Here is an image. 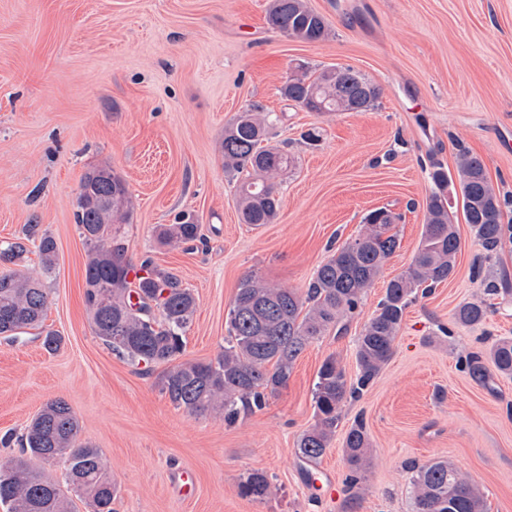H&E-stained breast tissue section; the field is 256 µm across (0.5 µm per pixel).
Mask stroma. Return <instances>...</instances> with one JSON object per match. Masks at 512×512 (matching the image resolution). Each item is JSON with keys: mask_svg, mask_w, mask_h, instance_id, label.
I'll use <instances>...</instances> for the list:
<instances>
[{"mask_svg": "<svg viewBox=\"0 0 512 512\" xmlns=\"http://www.w3.org/2000/svg\"><path fill=\"white\" fill-rule=\"evenodd\" d=\"M270 0H0V245L34 224L57 246L41 329L0 336V459L49 400L76 413L116 487L114 512H411V464L445 460L468 477L487 512H512V376L475 380L468 353L512 338V244L487 256L461 207L454 275L406 309L392 359L356 400L314 464L297 456L313 425V388L328 355L355 374L354 345L385 284L417 251L434 164L458 147L485 163L512 225V0H308L331 30L304 43L272 30ZM350 66L382 89L375 109L320 115L283 100L299 64ZM277 113L274 143L296 158L284 171L277 221L242 223L219 152L224 128L250 103ZM319 140L307 144L304 135ZM110 165L133 205L123 225L133 264L151 260L197 297L185 358L209 360L228 336L227 313L250 274L306 291L316 267L354 238L371 210L400 214V247L346 333L296 359L286 388L230 424L176 409L156 371L118 357L92 332L87 248L75 223L84 173ZM192 214L200 241L163 246L159 225ZM493 300L486 321L454 320L465 302ZM448 334H441V327ZM62 345L47 352L42 330ZM362 419L371 464L350 504L343 439ZM264 472L268 497L243 496ZM192 495L177 489L180 474ZM242 495L263 498L271 491V483L266 474L259 470L249 472L240 483Z\"/></svg>", "mask_w": 512, "mask_h": 512, "instance_id": "stroma-1", "label": "stroma"}]
</instances>
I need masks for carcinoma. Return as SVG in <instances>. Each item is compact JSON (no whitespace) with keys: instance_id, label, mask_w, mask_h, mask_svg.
I'll return each mask as SVG.
<instances>
[{"instance_id":"obj_1","label":"carcinoma","mask_w":512,"mask_h":512,"mask_svg":"<svg viewBox=\"0 0 512 512\" xmlns=\"http://www.w3.org/2000/svg\"><path fill=\"white\" fill-rule=\"evenodd\" d=\"M267 24L285 36L306 43L327 39L325 17L307 0H270ZM281 97L308 112H364L377 106L378 85L351 67L297 73L280 88ZM279 116L259 103L238 113L224 128L221 153L224 172L236 178L241 219L260 226L276 221L280 187L276 177L295 164V157L270 144ZM456 178L439 166L430 173L433 189L427 199L420 246L407 269L390 279L377 310L365 323L355 347L357 374L347 378L334 355L320 366L313 391L315 424L297 442L298 457L316 462L336 435L341 406L360 397L394 354V343L405 310L416 295L426 294L455 273L460 238L452 224L448 187L458 184L465 223L489 251L512 239V226L502 224L500 194L492 186L483 160L462 148L456 155ZM132 207L124 179L110 166L87 170L80 182L75 221L87 247L85 299L95 336L119 357L148 368L163 367L161 391L189 415L220 412L232 423L263 408L268 396L286 386L293 363L312 341L347 329L362 296L400 247L393 232L395 216L384 208L369 212L365 228L346 242L313 273L307 291L245 277L228 312L229 339L209 361H183L185 332L197 309L193 291L176 275L143 262L130 277L126 243L119 225L129 222ZM37 225L25 228L22 241L0 249V260L14 264L36 237ZM198 225L186 216L161 229L163 244L189 243ZM43 271L56 265V244L46 235L37 245ZM49 296L43 279L18 270L0 273V335L42 324ZM487 307L460 305L457 323L481 324ZM502 374H512V339L493 342L488 351L466 357L479 381L489 379L484 360ZM79 420L63 399L48 401L20 438L22 455L0 461V503L8 512H72L69 493L84 499L88 512H112L115 486L99 449L79 437ZM369 437L356 422L346 433L344 452L349 466L350 500L359 498L365 480ZM66 460L63 481L47 477L35 466ZM412 512H485L475 486L445 460L413 466ZM242 495L263 498L271 491L266 474L252 471L240 483Z\"/></svg>"}]
</instances>
